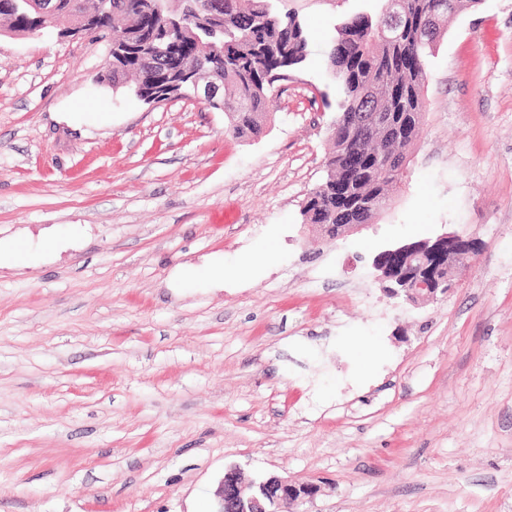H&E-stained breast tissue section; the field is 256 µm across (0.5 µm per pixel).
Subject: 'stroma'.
Segmentation results:
<instances>
[{"label":"stroma","mask_w":512,"mask_h":512,"mask_svg":"<svg viewBox=\"0 0 512 512\" xmlns=\"http://www.w3.org/2000/svg\"><path fill=\"white\" fill-rule=\"evenodd\" d=\"M275 4L308 59L245 138L99 84L106 40L0 35V512H211L233 466L322 482L310 512H512V0L449 20L392 207L333 241L326 54L379 0ZM447 231L483 245L458 287L398 305L374 256Z\"/></svg>","instance_id":"35a3bbf8"}]
</instances>
